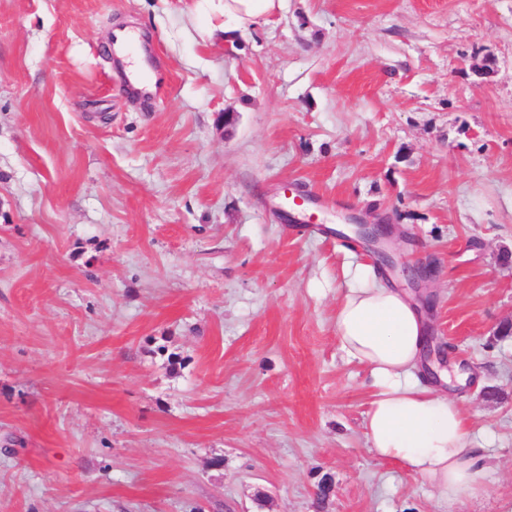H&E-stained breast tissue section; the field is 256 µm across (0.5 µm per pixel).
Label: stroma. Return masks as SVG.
<instances>
[{
    "label": "stroma",
    "mask_w": 512,
    "mask_h": 512,
    "mask_svg": "<svg viewBox=\"0 0 512 512\" xmlns=\"http://www.w3.org/2000/svg\"><path fill=\"white\" fill-rule=\"evenodd\" d=\"M0 0V512H512V0ZM140 30L158 79L105 48ZM233 121H225V113ZM310 197L316 224L284 189ZM432 265L484 448L450 504L370 452L337 230ZM285 0H224V32L266 22L283 9ZM231 23L226 27L225 21ZM350 221L355 225L356 236L374 247V250L383 262L391 267H395V260L389 249V242L393 234L387 233V229L394 228L393 225L379 220L368 222L356 217L351 218Z\"/></svg>",
    "instance_id": "35a3bbf8"
}]
</instances>
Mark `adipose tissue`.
<instances>
[{
    "mask_svg": "<svg viewBox=\"0 0 512 512\" xmlns=\"http://www.w3.org/2000/svg\"><path fill=\"white\" fill-rule=\"evenodd\" d=\"M284 0H224L232 28H248L280 12ZM336 308V334L346 359L369 373L370 408L364 419L370 452L399 463L448 503L473 494L484 457L458 406L422 382L415 370L429 322L410 295L390 287L364 264L347 272Z\"/></svg>",
    "mask_w": 512,
    "mask_h": 512,
    "instance_id": "adipose-tissue-1",
    "label": "adipose tissue"
}]
</instances>
